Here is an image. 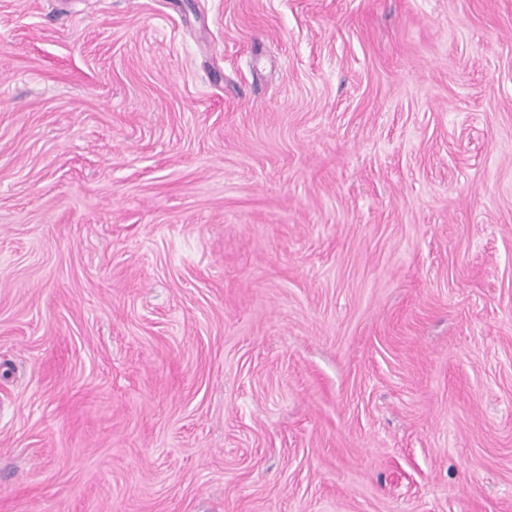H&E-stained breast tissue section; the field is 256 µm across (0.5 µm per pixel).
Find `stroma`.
Returning <instances> with one entry per match:
<instances>
[{
  "label": "stroma",
  "instance_id": "1",
  "mask_svg": "<svg viewBox=\"0 0 512 512\" xmlns=\"http://www.w3.org/2000/svg\"><path fill=\"white\" fill-rule=\"evenodd\" d=\"M0 512H512V0H0Z\"/></svg>",
  "mask_w": 512,
  "mask_h": 512
}]
</instances>
